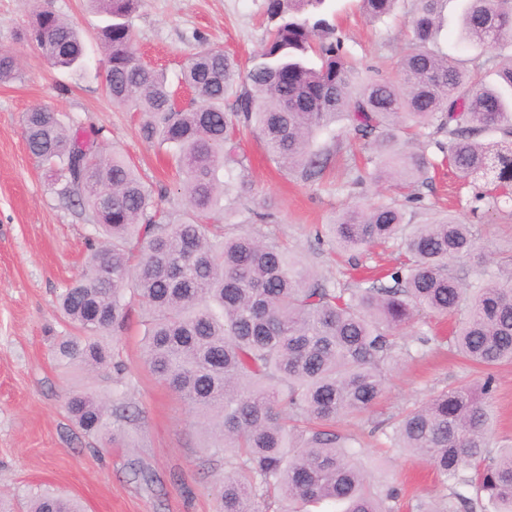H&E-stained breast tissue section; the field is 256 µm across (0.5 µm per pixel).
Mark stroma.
<instances>
[{
  "label": "stroma",
  "mask_w": 512,
  "mask_h": 512,
  "mask_svg": "<svg viewBox=\"0 0 512 512\" xmlns=\"http://www.w3.org/2000/svg\"><path fill=\"white\" fill-rule=\"evenodd\" d=\"M38 3L80 30L88 56L77 74L51 66L24 37L28 0H0V49L11 51L18 66L15 80L0 83V493L11 496L15 512H25L26 502L45 490L79 499L85 512H220L224 459L213 455V436L197 426L189 406L144 363L140 309H133L122 333L104 337L112 365L87 371L53 352V337L71 331L58 296L82 271L91 221L88 212L61 205L29 154L24 112L43 105L73 119L75 129L97 136L104 153L118 152L134 166L159 208L181 216L187 204L163 151L142 138L141 114L113 104L105 94L104 54L95 39L105 17L84 0ZM264 4L143 0L132 19L137 54L164 69L173 83L182 63L204 48L247 60L265 38ZM328 18L362 70L398 79L402 17L373 22L363 15L359 0H331ZM239 152L248 161L251 191L236 198L227 223L261 225L287 241L319 277L352 285L355 271L348 256L331 253L315 234L348 206L395 200L388 185H350L353 166L371 154L370 145L344 136L325 177L313 183L280 169L256 136L245 135ZM432 176V186L421 190V202L406 206L413 223L450 209L473 224L488 250L512 248V202L477 210L473 204L484 190L482 182H462L452 168L441 166ZM433 331L441 342L391 371L384 396L371 412L342 422L360 436V462L374 481L384 489L401 488L396 512H414L417 502L449 493L428 463L390 447L378 427L470 377L469 367L443 340L447 324H435ZM497 379L493 441L506 444L512 442V365L499 367ZM74 392L110 400L111 435L82 433L66 409Z\"/></svg>",
  "instance_id": "stroma-1"
}]
</instances>
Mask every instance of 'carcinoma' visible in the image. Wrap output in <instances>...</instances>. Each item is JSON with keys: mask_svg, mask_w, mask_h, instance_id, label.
<instances>
[{"mask_svg": "<svg viewBox=\"0 0 512 512\" xmlns=\"http://www.w3.org/2000/svg\"><path fill=\"white\" fill-rule=\"evenodd\" d=\"M328 0H266L269 28L247 66L203 49L182 68L194 97L179 103L163 71L131 50V19L142 0H88L106 18L98 31L105 88L112 102L143 114L141 134L171 157L188 211L158 209L153 191L114 152L57 113H24L31 155L58 195L91 213L94 235L84 273L60 297L76 333L57 344L62 359L97 368L112 362L99 336L121 329L133 301L144 312L150 370L197 413L224 455L223 512H305L330 502L342 512H394L398 491H381L359 462V438L341 419L369 411L382 396L387 366L412 344L402 330L427 315L451 323L449 346L484 369L450 386L390 424L391 445L426 457L449 494L417 512H512V443L491 447L493 370L512 363V255L489 254L494 269H455L484 253L473 226L448 214L412 224L394 204L354 205L320 235L344 251L401 245L399 264L352 288L317 278L279 239L261 231L219 232L208 224L221 199L249 191L221 170L243 165L237 138L247 130L273 160L301 180L329 169L332 152L317 137L334 125L374 149L373 171L352 179L389 183L407 202L422 199L434 161L407 150L400 135L427 137L463 180L487 185L475 201L512 197V0H467L462 42L484 47L473 60L437 46L445 0H411L410 40L399 72L362 80L348 60ZM404 0H360L375 20ZM26 36L53 67L77 70L82 36L53 11L32 6ZM495 72V84L481 73ZM14 57L0 51V82L16 78ZM67 408L88 436L112 434V406L74 393ZM27 512H80L70 498L34 496Z\"/></svg>", "mask_w": 512, "mask_h": 512, "instance_id": "obj_1", "label": "carcinoma"}]
</instances>
